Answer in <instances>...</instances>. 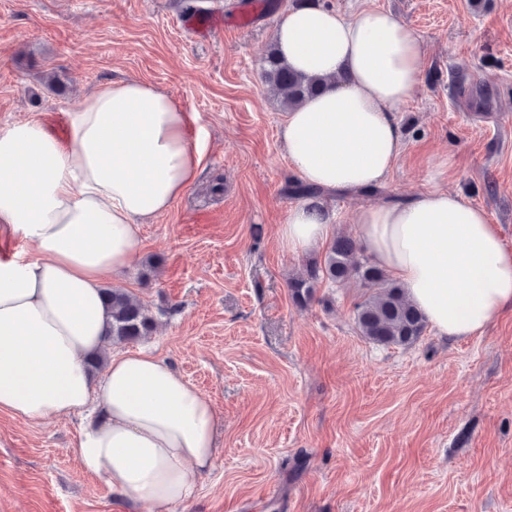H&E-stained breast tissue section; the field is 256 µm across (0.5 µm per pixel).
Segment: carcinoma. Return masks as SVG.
<instances>
[{"instance_id":"cac0c4a2","label":"carcinoma","mask_w":512,"mask_h":512,"mask_svg":"<svg viewBox=\"0 0 512 512\" xmlns=\"http://www.w3.org/2000/svg\"><path fill=\"white\" fill-rule=\"evenodd\" d=\"M262 80L278 96L284 109H289L321 86L317 78L293 71L270 47L264 58ZM286 193L296 198L318 199L322 192L302 182L288 186ZM350 277L368 286L370 293L356 306V324L362 336L384 346H410L426 330V319L405 297L403 288L390 279L379 265L360 255L357 241L350 235L338 234L328 243L323 262L316 263L304 278L288 283L293 303L303 306L315 295L322 281L332 283ZM111 313L108 336L113 342H133L149 335L155 319L143 303L125 288L107 289Z\"/></svg>"}]
</instances>
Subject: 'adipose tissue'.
Segmentation results:
<instances>
[{
    "label": "adipose tissue",
    "mask_w": 512,
    "mask_h": 512,
    "mask_svg": "<svg viewBox=\"0 0 512 512\" xmlns=\"http://www.w3.org/2000/svg\"><path fill=\"white\" fill-rule=\"evenodd\" d=\"M273 39L288 65L323 80L280 124L291 169L330 194L382 185L403 151L395 110L414 92L423 41L390 11L318 6L285 10ZM66 121L63 138L39 120L0 127V239L35 249L0 260V411L83 413L81 468L113 496L164 512L213 467L220 420L164 359L111 351L103 295L139 255L141 225L196 183L203 142L194 113L137 79L102 85ZM355 222L439 335L474 336L512 310V249L482 208L437 189L359 208ZM332 231L308 200L289 209L279 243L298 254Z\"/></svg>",
    "instance_id": "1"
}]
</instances>
